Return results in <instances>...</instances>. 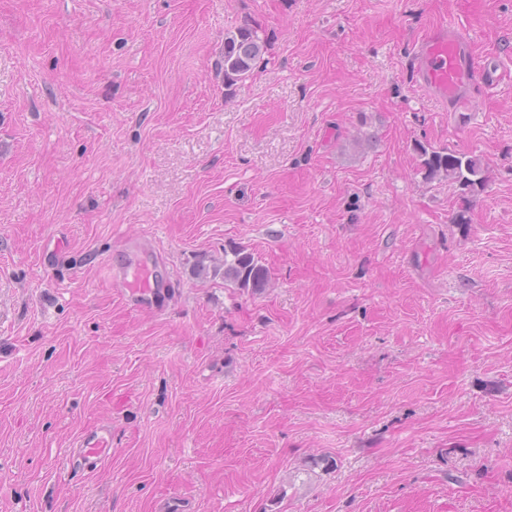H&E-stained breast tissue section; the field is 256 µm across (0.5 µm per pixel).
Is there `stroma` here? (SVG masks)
<instances>
[{"mask_svg": "<svg viewBox=\"0 0 512 512\" xmlns=\"http://www.w3.org/2000/svg\"><path fill=\"white\" fill-rule=\"evenodd\" d=\"M469 2L477 53L511 49L512 0ZM449 10L0 0V512H512V88L462 119L419 90ZM246 20L267 52L228 89ZM129 240L166 311L111 288ZM96 420L112 462L68 484ZM420 156L425 178L434 179L442 175L455 185L461 196L482 187L481 161L476 156L449 154L425 146H420ZM224 278L233 280L244 290H258L264 286L267 272L251 253L234 247L229 253L224 250Z\"/></svg>", "mask_w": 512, "mask_h": 512, "instance_id": "35a3bbf8", "label": "stroma"}]
</instances>
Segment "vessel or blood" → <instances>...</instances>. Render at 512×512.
<instances>
[{
	"label": "vessel or blood",
	"instance_id": "obj_1",
	"mask_svg": "<svg viewBox=\"0 0 512 512\" xmlns=\"http://www.w3.org/2000/svg\"><path fill=\"white\" fill-rule=\"evenodd\" d=\"M412 65L418 87L452 112L470 111L473 102L499 87L508 73L497 60L479 64L469 34L453 21L431 28L418 40ZM153 267L151 256L140 250L133 258L118 254L109 261L110 284L122 289L130 308L147 303L161 311L170 301L171 285L161 282ZM66 456L78 471L91 472L110 462L111 425L100 423L83 430Z\"/></svg>",
	"mask_w": 512,
	"mask_h": 512
}]
</instances>
